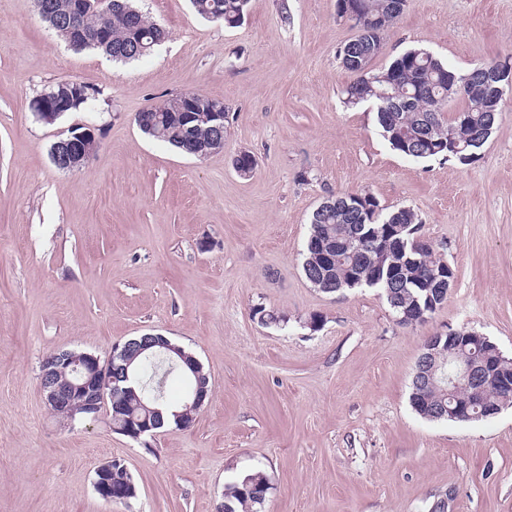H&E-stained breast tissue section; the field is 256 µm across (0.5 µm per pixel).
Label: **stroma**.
Segmentation results:
<instances>
[{"instance_id":"35a3bbf8","label":"stroma","mask_w":512,"mask_h":512,"mask_svg":"<svg viewBox=\"0 0 512 512\" xmlns=\"http://www.w3.org/2000/svg\"><path fill=\"white\" fill-rule=\"evenodd\" d=\"M136 4L168 37L117 66L71 50L34 0H0V512H223L226 487L254 472L263 512H512V407L460 423L409 400L425 339L448 328L512 358V97L478 161H414L370 105L343 102L353 76L338 51L356 31L336 0H251L235 28L189 0ZM411 48L459 70L512 54V0H407L372 66ZM60 81L99 94L39 121L34 100ZM186 90L228 114L223 150L202 159L134 121ZM82 125L100 148L59 171L49 148ZM242 151L256 161L246 178ZM361 190L412 209L454 270L426 322L399 324L376 289L325 294L303 275L313 210ZM146 333L191 349L209 376L190 427L134 441L108 415L48 408L45 356L105 357ZM115 459L138 486L126 504L94 489Z\"/></svg>"}]
</instances>
